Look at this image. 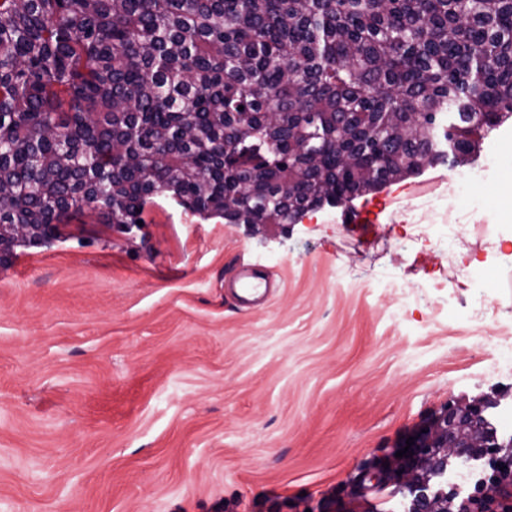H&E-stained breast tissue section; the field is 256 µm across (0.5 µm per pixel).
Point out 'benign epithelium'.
I'll return each instance as SVG.
<instances>
[{
	"instance_id": "7a95c632",
	"label": "benign epithelium",
	"mask_w": 512,
	"mask_h": 512,
	"mask_svg": "<svg viewBox=\"0 0 512 512\" xmlns=\"http://www.w3.org/2000/svg\"><path fill=\"white\" fill-rule=\"evenodd\" d=\"M45 242L41 227L29 225L20 229L14 244L0 239V258L13 246L38 247ZM485 410L481 400L451 405L423 429L413 433L411 454L395 459L394 468H378L366 475L375 484L400 479L417 491L409 512H512V471L495 474L490 486L468 501L455 503L451 493L430 487L431 478L447 470L448 460L498 456L500 445L482 430Z\"/></svg>"
}]
</instances>
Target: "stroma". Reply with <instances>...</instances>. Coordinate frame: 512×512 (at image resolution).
<instances>
[{
  "label": "stroma",
  "instance_id": "35a3bbf8",
  "mask_svg": "<svg viewBox=\"0 0 512 512\" xmlns=\"http://www.w3.org/2000/svg\"><path fill=\"white\" fill-rule=\"evenodd\" d=\"M512 119L438 164L296 224L174 199L143 225L70 213L0 260V512H404L386 464L449 404L512 438ZM470 185L474 203L456 198ZM257 265L276 287L241 307Z\"/></svg>",
  "mask_w": 512,
  "mask_h": 512
}]
</instances>
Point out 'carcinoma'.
Returning a JSON list of instances; mask_svg holds the SVG:
<instances>
[{"label":"carcinoma","instance_id":"1","mask_svg":"<svg viewBox=\"0 0 512 512\" xmlns=\"http://www.w3.org/2000/svg\"><path fill=\"white\" fill-rule=\"evenodd\" d=\"M512 115V0H0V225L297 224Z\"/></svg>","mask_w":512,"mask_h":512}]
</instances>
